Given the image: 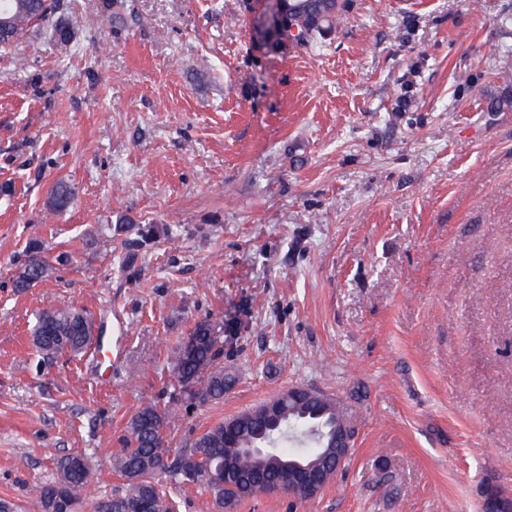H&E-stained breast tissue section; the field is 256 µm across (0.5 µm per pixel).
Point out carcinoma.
Returning a JSON list of instances; mask_svg holds the SVG:
<instances>
[{
    "instance_id": "cac0c4a2",
    "label": "carcinoma",
    "mask_w": 512,
    "mask_h": 512,
    "mask_svg": "<svg viewBox=\"0 0 512 512\" xmlns=\"http://www.w3.org/2000/svg\"><path fill=\"white\" fill-rule=\"evenodd\" d=\"M291 6L294 12L290 19L299 27L297 44L301 46L329 36L346 9L343 0H291ZM58 9L59 0H0V47L7 49L18 44L33 27L49 21ZM52 37L59 50H70L72 31L68 23H55ZM73 196L74 189L69 184L56 181L49 192V210L55 214L65 211ZM48 271V263L34 250L15 278V287L29 288ZM89 320L91 317L85 311L71 306L38 313L32 336L42 359H52L66 351L74 356L86 352L94 333V328L87 324ZM239 332L240 326L234 321L216 323L205 318L195 323L170 357L179 384V394L172 397L173 406L160 409L149 403L131 417L125 448L113 460L114 468L127 480L126 487L99 499L96 512H174L173 500L156 481L161 474L178 484L202 487L212 508L222 512L244 499L232 479H210L211 472L224 460L230 459L250 473L251 489L273 486L279 481L274 463L292 456L280 448V442L290 437L291 430L301 431L297 438L310 443L312 438L305 430L315 426L327 441L332 428L344 422L346 408L323 393L311 405L282 402V419L276 426L265 423L263 407H255L209 427L183 448H167L164 429L178 407L187 409L221 400L233 385L235 378L224 372L221 359L224 347L237 343ZM266 441L271 443V465L260 469L244 449ZM75 459L74 455L60 457L54 480L36 488L41 512H56L55 497L60 490L69 498L71 512H76L89 485V472L74 468Z\"/></svg>"
}]
</instances>
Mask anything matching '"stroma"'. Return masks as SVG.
<instances>
[{
  "label": "stroma",
  "instance_id": "obj_1",
  "mask_svg": "<svg viewBox=\"0 0 512 512\" xmlns=\"http://www.w3.org/2000/svg\"><path fill=\"white\" fill-rule=\"evenodd\" d=\"M60 0L0 50V499L41 512L54 462L89 459L81 512L196 321L239 318L223 399L170 448L294 386L357 430L311 500L234 512H480L512 491V0H351L329 37L265 41L269 0ZM76 188L51 214L55 181ZM131 216L128 224L119 223ZM38 242L50 275L14 276ZM103 349L42 364L45 309Z\"/></svg>",
  "mask_w": 512,
  "mask_h": 512
}]
</instances>
